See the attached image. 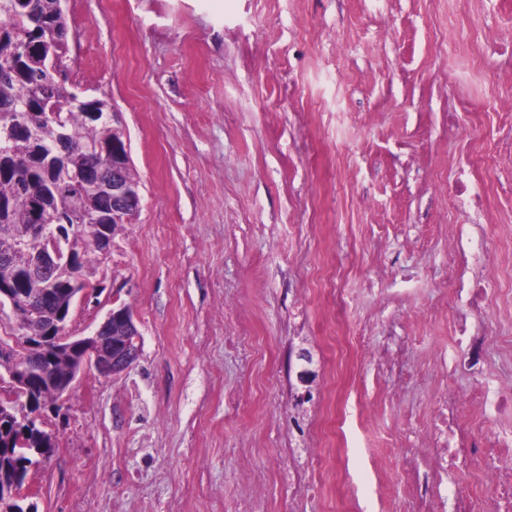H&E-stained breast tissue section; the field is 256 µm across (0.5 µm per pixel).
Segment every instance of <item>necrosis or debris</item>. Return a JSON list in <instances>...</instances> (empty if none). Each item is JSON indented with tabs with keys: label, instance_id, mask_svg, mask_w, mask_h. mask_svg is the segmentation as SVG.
<instances>
[{
	"label": "necrosis or debris",
	"instance_id": "4bbe7bcc",
	"mask_svg": "<svg viewBox=\"0 0 512 512\" xmlns=\"http://www.w3.org/2000/svg\"><path fill=\"white\" fill-rule=\"evenodd\" d=\"M496 296L489 279L480 276L455 283L452 304L474 314L487 312ZM457 350L448 356L449 372L476 371L488 342L486 334L469 333L465 317H458ZM437 410L432 428L426 433L423 453L433 474L444 472L449 462L465 458L479 465L486 478L485 493H469L451 484L434 491L429 478L414 481L416 512H512V383L499 375L485 379L480 387L459 392L442 390L436 395ZM483 416L488 427L502 429L497 440L476 435L462 420L467 409Z\"/></svg>",
	"mask_w": 512,
	"mask_h": 512
}]
</instances>
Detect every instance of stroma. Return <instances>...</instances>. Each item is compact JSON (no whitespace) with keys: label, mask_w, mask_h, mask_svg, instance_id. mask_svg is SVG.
<instances>
[{"label":"stroma","mask_w":512,"mask_h":512,"mask_svg":"<svg viewBox=\"0 0 512 512\" xmlns=\"http://www.w3.org/2000/svg\"><path fill=\"white\" fill-rule=\"evenodd\" d=\"M70 84L120 114L142 207L68 331L140 355L47 424L38 512H413L453 344L448 227L512 217V0H66ZM494 184L460 209L459 172ZM381 247L365 249L366 239ZM360 354L338 366L336 333ZM348 416L336 467L327 395ZM312 491L302 505L289 473Z\"/></svg>","instance_id":"stroma-1"}]
</instances>
